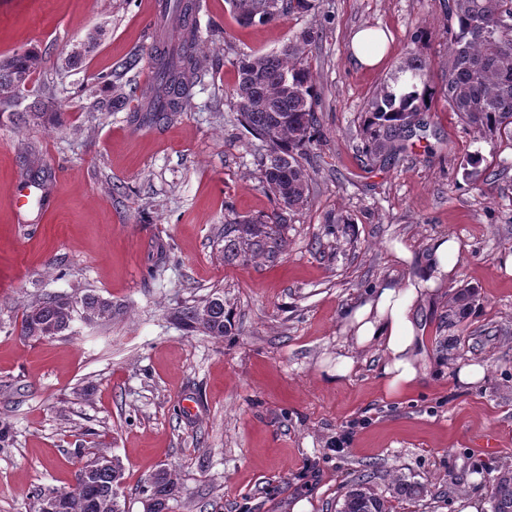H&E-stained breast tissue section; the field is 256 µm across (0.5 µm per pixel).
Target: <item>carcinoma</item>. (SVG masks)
I'll list each match as a JSON object with an SVG mask.
<instances>
[{"label": "carcinoma", "mask_w": 512, "mask_h": 512, "mask_svg": "<svg viewBox=\"0 0 512 512\" xmlns=\"http://www.w3.org/2000/svg\"><path fill=\"white\" fill-rule=\"evenodd\" d=\"M236 22L242 27L268 24L285 13L307 14L314 0H230ZM201 0H167L177 34L156 35L148 52L155 74L150 98L133 110L131 122L141 126L172 121L192 106L194 88L201 81ZM451 51L443 96L448 109L472 132L474 138L497 137L512 147V0H448ZM314 42L313 31L304 30L295 42L267 54L242 53L234 66L237 83L232 90L234 107L245 131L265 146L261 178L277 208L269 215L233 219L224 224V260L274 259L286 241L280 233L289 211L307 202L309 169L316 162L320 120L314 105L315 79L301 62L300 53ZM42 56L36 48L16 52L0 60V116L33 123L61 122L62 113L50 98L38 99L23 112L14 111L22 98L20 86L32 79ZM133 54L104 76L108 98L96 102L94 110L125 109L135 92L126 90L124 74L137 66ZM426 62L408 54L394 77L384 85L365 113L363 128L370 155L390 163L396 161L400 143L423 126L422 114L431 104ZM40 151L26 153L21 176L40 190L48 191L49 175L40 165ZM122 311L120 304L89 289L83 294H45L22 308L18 335L38 341L43 336H64L77 320L105 323ZM173 320L187 333L201 332L217 339L232 333V314L224 295L214 292L191 306L180 307ZM93 460L107 464L83 494L72 490L41 488L36 500L52 502V512H123L119 497L124 483L120 460L98 449ZM152 512H167L169 501L179 493L176 475L158 469L147 485ZM492 512H512V474L498 477L491 488ZM339 512H389L385 497L363 474L343 495Z\"/></svg>", "instance_id": "obj_1"}]
</instances>
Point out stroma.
<instances>
[{
	"mask_svg": "<svg viewBox=\"0 0 512 512\" xmlns=\"http://www.w3.org/2000/svg\"><path fill=\"white\" fill-rule=\"evenodd\" d=\"M204 4L200 21L213 30L191 109L140 127L128 111L91 105L108 95L100 75L171 28L154 19L152 0H0V56L37 47L33 81L50 85L63 114L45 126L0 118V512H36L33 491L71 486L78 448L95 442L124 466L125 512H145L143 489L160 468L180 487L170 512H292L301 499L336 512L361 473L390 512H455L463 496H489L512 472V149L474 139L440 93L444 0H315L311 13L251 27L228 0ZM309 26L321 140L308 201L289 212L277 260L226 263L225 219L276 207L260 141L230 121L234 62ZM365 27L392 37L376 69L350 60L351 36ZM411 52L435 96L420 140L390 166L364 152L363 120ZM32 144L51 183L18 215L9 194ZM475 153L488 164L476 179L464 169ZM442 234L460 252L454 278L421 312L425 377L388 396L368 350L330 383L321 362L345 337L343 309L407 276L396 245L419 254ZM87 288L122 314L20 339L23 304ZM216 291L234 316L224 340L174 323L178 307ZM466 364L483 367L479 385L458 383ZM344 431L353 442L339 452L331 442ZM399 475L417 495L396 494Z\"/></svg>",
	"mask_w": 512,
	"mask_h": 512,
	"instance_id": "1",
	"label": "stroma"
}]
</instances>
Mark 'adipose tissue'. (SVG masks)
I'll use <instances>...</instances> for the list:
<instances>
[{"instance_id":"adipose-tissue-1","label":"adipose tissue","mask_w":512,"mask_h":512,"mask_svg":"<svg viewBox=\"0 0 512 512\" xmlns=\"http://www.w3.org/2000/svg\"><path fill=\"white\" fill-rule=\"evenodd\" d=\"M353 63L379 66L387 53L382 30L357 31L350 44ZM460 246L455 238L438 237L420 255L413 272L402 283L385 281L343 311L344 330L355 348H376L386 393L398 395L414 387L425 374L427 350L419 326V310L439 285L454 273Z\"/></svg>"}]
</instances>
